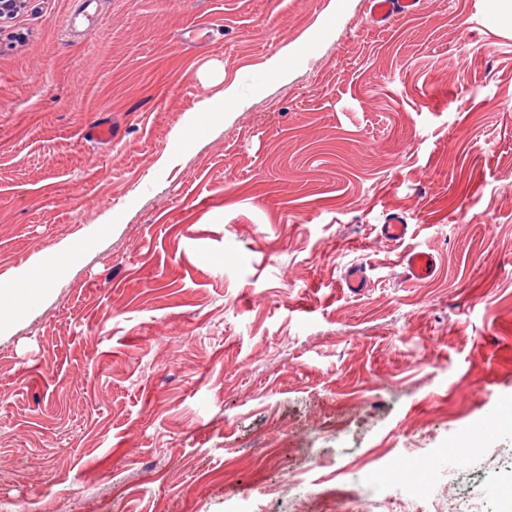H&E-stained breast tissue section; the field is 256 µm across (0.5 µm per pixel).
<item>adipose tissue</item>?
<instances>
[{"label": "adipose tissue", "instance_id": "obj_1", "mask_svg": "<svg viewBox=\"0 0 512 512\" xmlns=\"http://www.w3.org/2000/svg\"><path fill=\"white\" fill-rule=\"evenodd\" d=\"M80 246L77 240L64 242L49 258L23 265L8 280L0 281L1 335L8 334L13 324L24 317L30 303L48 292Z\"/></svg>", "mask_w": 512, "mask_h": 512}]
</instances>
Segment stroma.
Segmentation results:
<instances>
[{
  "mask_svg": "<svg viewBox=\"0 0 512 512\" xmlns=\"http://www.w3.org/2000/svg\"><path fill=\"white\" fill-rule=\"evenodd\" d=\"M390 212L412 237L378 238ZM78 237L0 336V512H512V30L490 0L384 28L367 0H27L0 22V278ZM434 258L425 250H413L406 257V265L411 278L420 280L434 272Z\"/></svg>",
  "mask_w": 512,
  "mask_h": 512,
  "instance_id": "stroma-1",
  "label": "stroma"
}]
</instances>
